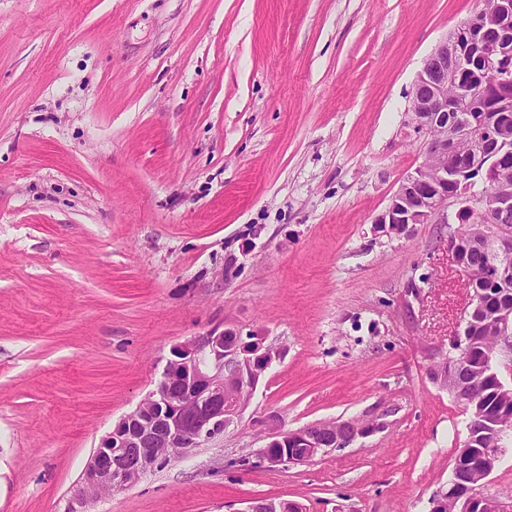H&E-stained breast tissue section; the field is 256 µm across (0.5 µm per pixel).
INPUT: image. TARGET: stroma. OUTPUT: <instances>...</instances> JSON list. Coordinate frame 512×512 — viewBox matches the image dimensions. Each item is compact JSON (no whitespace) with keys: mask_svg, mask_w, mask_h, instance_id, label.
Returning a JSON list of instances; mask_svg holds the SVG:
<instances>
[{"mask_svg":"<svg viewBox=\"0 0 512 512\" xmlns=\"http://www.w3.org/2000/svg\"><path fill=\"white\" fill-rule=\"evenodd\" d=\"M481 0H0V512H430L466 435L433 382L470 294L448 227L374 232L422 162L410 92ZM283 355L223 436L82 503L173 345ZM283 429L380 431L288 469ZM303 512L301 504L295 501L282 500V499H263L259 501H252L245 512Z\"/></svg>","mask_w":512,"mask_h":512,"instance_id":"obj_1","label":"stroma"}]
</instances>
